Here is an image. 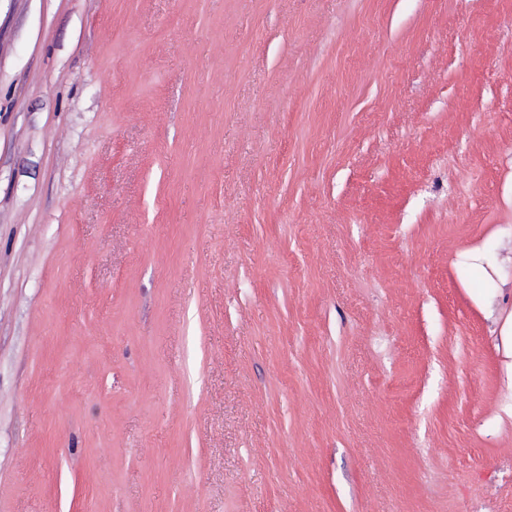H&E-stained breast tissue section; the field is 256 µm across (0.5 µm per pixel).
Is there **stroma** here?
<instances>
[{"instance_id":"stroma-1","label":"stroma","mask_w":512,"mask_h":512,"mask_svg":"<svg viewBox=\"0 0 512 512\" xmlns=\"http://www.w3.org/2000/svg\"><path fill=\"white\" fill-rule=\"evenodd\" d=\"M512 0H0V512H512Z\"/></svg>"}]
</instances>
